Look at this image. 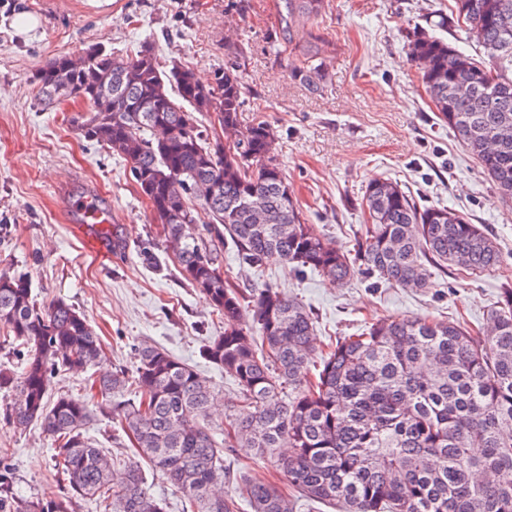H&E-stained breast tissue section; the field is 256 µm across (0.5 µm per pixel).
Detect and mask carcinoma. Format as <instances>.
I'll return each instance as SVG.
<instances>
[{"mask_svg":"<svg viewBox=\"0 0 512 512\" xmlns=\"http://www.w3.org/2000/svg\"><path fill=\"white\" fill-rule=\"evenodd\" d=\"M451 15L484 49L477 63L448 42L421 33L407 55L440 117L501 196L512 199V0H453ZM309 19L322 0H286ZM80 69L58 56L34 76L44 105L87 102L86 137L120 154L149 200L180 275L224 319L202 357L223 368L237 390L228 401L223 440L210 408L218 392L191 366L144 345L133 378L123 371L91 384L118 417L134 452L118 463L85 436L87 397L57 395L51 374L80 373L103 355L86 316L62 299L39 305L25 276L0 273V333L25 349L23 369H0L13 393L5 416L57 443V470L68 495L16 499L12 469L0 465V512H75L80 500L103 512H167L151 494L143 464L166 478L190 512H294L309 500L337 512H512V285L490 308L488 333L430 318L378 319L360 333L318 348L314 317L298 299L272 288L246 291L220 271L215 243L231 246L251 269L272 263L318 273L345 286L357 276L420 291L435 272L497 269L502 252L483 227L445 207L421 206L397 182L369 183L366 223L354 248L333 245L306 219L274 158L265 122L239 129L245 103L239 50L199 83L177 63L169 70L145 43L132 56L91 47ZM215 114L237 132L226 147L207 141L196 114ZM177 179L179 193L165 191ZM202 205L209 239L195 237ZM134 386L136 398L115 400ZM253 448L288 489L241 472L231 490L224 449Z\"/></svg>","mask_w":512,"mask_h":512,"instance_id":"1","label":"carcinoma"}]
</instances>
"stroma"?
<instances>
[{
    "label": "stroma",
    "instance_id": "stroma-1",
    "mask_svg": "<svg viewBox=\"0 0 512 512\" xmlns=\"http://www.w3.org/2000/svg\"><path fill=\"white\" fill-rule=\"evenodd\" d=\"M452 6L453 0H324L320 15L306 21L288 16L285 0H0V273L26 274L39 303L62 299L86 314L104 347L92 375L133 372L139 346L150 344L233 397V378L200 354L224 323L181 278L127 161L85 137L83 101L67 100L56 110L41 104L33 76L58 55L93 45L132 55L147 42L162 66L181 63L208 83L240 48V125L270 124L275 157L301 211L336 246L353 248L365 221V187L385 178L419 203L484 225L503 260L477 275L436 273L430 288L414 291L361 277L336 286L282 264L254 271L223 247L225 277L241 288L271 286L297 298L311 310L320 341L355 333L373 318L486 326L502 286L512 282V200L500 197L440 118L406 54L413 35L428 30L483 60L473 35L433 26L435 15ZM22 14L37 25L19 31ZM311 35L320 46L313 62L324 73L314 91L297 74V47ZM87 197L112 206L119 244L112 260L87 251L69 222L71 203ZM1 454L19 498L65 493L53 470V445L37 427L20 430L0 417Z\"/></svg>",
    "mask_w": 512,
    "mask_h": 512
}]
</instances>
